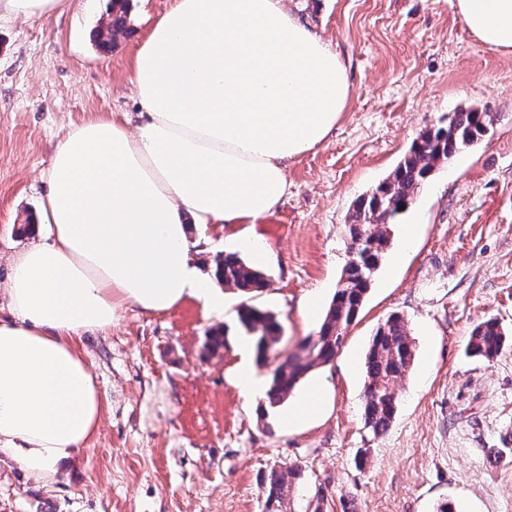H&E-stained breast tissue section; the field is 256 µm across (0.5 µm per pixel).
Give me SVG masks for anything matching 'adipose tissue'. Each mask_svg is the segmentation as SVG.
<instances>
[{
  "instance_id": "obj_1",
  "label": "adipose tissue",
  "mask_w": 512,
  "mask_h": 512,
  "mask_svg": "<svg viewBox=\"0 0 512 512\" xmlns=\"http://www.w3.org/2000/svg\"><path fill=\"white\" fill-rule=\"evenodd\" d=\"M489 50L512 52V0H453ZM146 122L99 117L53 150L46 235L11 263L0 316V451L37 483L97 431L102 397L81 341L132 304L223 308L192 262L188 226L247 239L288 190V163L345 111L342 56L283 0H174L133 62Z\"/></svg>"
}]
</instances>
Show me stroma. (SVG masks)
Instances as JSON below:
<instances>
[{"instance_id": "obj_1", "label": "stroma", "mask_w": 512, "mask_h": 512, "mask_svg": "<svg viewBox=\"0 0 512 512\" xmlns=\"http://www.w3.org/2000/svg\"><path fill=\"white\" fill-rule=\"evenodd\" d=\"M171 0H132L129 34L107 53L89 32L106 0H66L48 15L0 18V288L8 261L34 242L53 146L74 126L146 115L131 63ZM350 65L347 109L328 139L288 164V192L257 221L251 244L233 227L190 225L205 280L235 253L269 275L251 305L275 313L282 346L319 329L348 259L353 202L397 165L424 128L462 108L491 113L476 146L439 166L391 228L392 245L357 320L307 382L322 414L291 427L285 407L235 384L247 335L242 296L216 311L189 298L162 313L135 305L108 334L83 341L103 397L95 435L50 486H35L0 453V512H265L264 477L298 468L291 512H512V341L497 359L469 356L473 327L497 318L512 334V54L485 47L451 0H285ZM407 320L414 364L397 413L374 435L364 423L365 354L389 314ZM224 346L206 348L214 330Z\"/></svg>"}]
</instances>
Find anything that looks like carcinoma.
I'll return each mask as SVG.
<instances>
[{
    "label": "carcinoma",
    "mask_w": 512,
    "mask_h": 512,
    "mask_svg": "<svg viewBox=\"0 0 512 512\" xmlns=\"http://www.w3.org/2000/svg\"><path fill=\"white\" fill-rule=\"evenodd\" d=\"M127 3L128 0H111L112 32L100 29L95 32L101 51L110 50L116 37L126 31ZM493 122L490 113L468 107L453 113L448 124L422 130L393 171L353 203L348 228L351 243L357 245L356 254L342 270L317 336L303 339L299 352L287 355L273 370L265 395L270 408L284 403L308 372L330 362L341 347L390 246V227L395 216L408 207L437 167L461 150L479 144ZM216 271L225 287L242 295L269 286L262 271L236 254H226L217 260ZM239 318L244 330L254 339L258 359L266 362L281 341L277 316L246 303ZM505 336L497 319L489 317L472 330L467 352L490 361L502 352ZM414 358L415 344L408 322L397 313L389 315L376 327L365 356L363 416L374 435L383 434L390 426L398 405L396 384L409 372ZM298 478L300 472L292 466L273 468L267 473L266 512H286L290 491Z\"/></svg>",
    "instance_id": "cac0c4a2"
}]
</instances>
